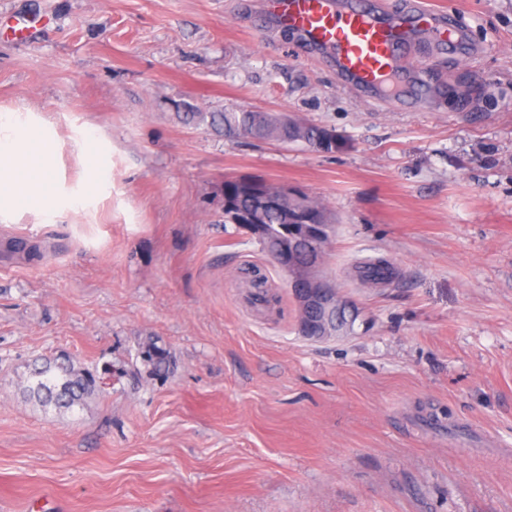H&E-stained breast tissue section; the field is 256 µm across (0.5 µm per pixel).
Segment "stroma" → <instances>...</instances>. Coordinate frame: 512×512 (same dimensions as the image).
<instances>
[{"instance_id":"35a3bbf8","label":"stroma","mask_w":512,"mask_h":512,"mask_svg":"<svg viewBox=\"0 0 512 512\" xmlns=\"http://www.w3.org/2000/svg\"><path fill=\"white\" fill-rule=\"evenodd\" d=\"M268 3L0 0V106L53 122L67 177L85 126L112 144L95 214L0 223V512H512V0H369L460 30L449 49L409 27L404 101ZM227 109L346 145L228 140ZM242 176L325 204L350 332L299 334L278 267L224 221ZM379 257L398 277L357 281ZM252 267L276 303L252 304ZM65 356L96 389L42 408L20 382Z\"/></svg>"}]
</instances>
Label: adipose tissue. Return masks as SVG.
Masks as SVG:
<instances>
[{"instance_id":"adipose-tissue-1","label":"adipose tissue","mask_w":512,"mask_h":512,"mask_svg":"<svg viewBox=\"0 0 512 512\" xmlns=\"http://www.w3.org/2000/svg\"><path fill=\"white\" fill-rule=\"evenodd\" d=\"M78 145L86 163L70 183L61 171L53 124L25 105L0 107V222L15 224L28 213L38 223L54 224L70 212L96 208L110 184L97 161L111 159L112 146L91 126Z\"/></svg>"}]
</instances>
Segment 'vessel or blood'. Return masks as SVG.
<instances>
[{
    "label": "vessel or blood",
    "instance_id": "obj_1",
    "mask_svg": "<svg viewBox=\"0 0 512 512\" xmlns=\"http://www.w3.org/2000/svg\"><path fill=\"white\" fill-rule=\"evenodd\" d=\"M276 5L280 24L304 33L311 44L329 49L345 76L385 96L403 95L397 56L405 24L380 21L363 0H347L342 7L336 0H277ZM416 17L434 25L443 45L456 47L457 28L422 9Z\"/></svg>",
    "mask_w": 512,
    "mask_h": 512
}]
</instances>
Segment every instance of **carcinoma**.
Here are the masks:
<instances>
[{"instance_id":"obj_1","label":"carcinoma","mask_w":512,"mask_h":512,"mask_svg":"<svg viewBox=\"0 0 512 512\" xmlns=\"http://www.w3.org/2000/svg\"><path fill=\"white\" fill-rule=\"evenodd\" d=\"M256 116L257 113L252 111H229L219 114L217 122L224 127L226 138L247 136L260 140L273 138L284 142H302L324 152L344 147V141L337 135L332 142L325 140L327 128L324 126L303 123L280 112L264 113L259 121ZM283 190L282 186L254 177L224 181L225 211L252 215L253 224L261 229V234L257 235L258 242L269 258L280 238L305 224L297 213L296 200L283 195ZM304 203L309 211L321 218L322 243H327L330 224L326 208L308 196ZM293 242L295 263L299 266L308 264L312 241L296 235ZM356 273L363 282L381 283L393 276L394 269L388 260L377 258L358 266ZM23 387L29 398L43 407L52 405L59 409H70L94 392L95 379L70 361L65 364L47 362L24 379Z\"/></svg>"}]
</instances>
